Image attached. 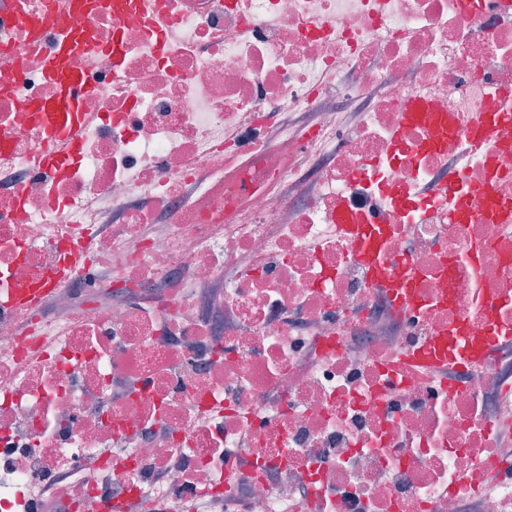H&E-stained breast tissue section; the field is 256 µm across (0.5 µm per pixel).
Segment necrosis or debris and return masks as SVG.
<instances>
[{
	"label": "necrosis or debris",
	"mask_w": 512,
	"mask_h": 512,
	"mask_svg": "<svg viewBox=\"0 0 512 512\" xmlns=\"http://www.w3.org/2000/svg\"><path fill=\"white\" fill-rule=\"evenodd\" d=\"M11 3L0 512L62 478L66 512H512V411L487 408L512 402V0H156L161 29L99 0L58 171L33 169L51 133L23 101L57 95L59 0ZM414 97L451 129L404 123Z\"/></svg>",
	"instance_id": "1"
}]
</instances>
